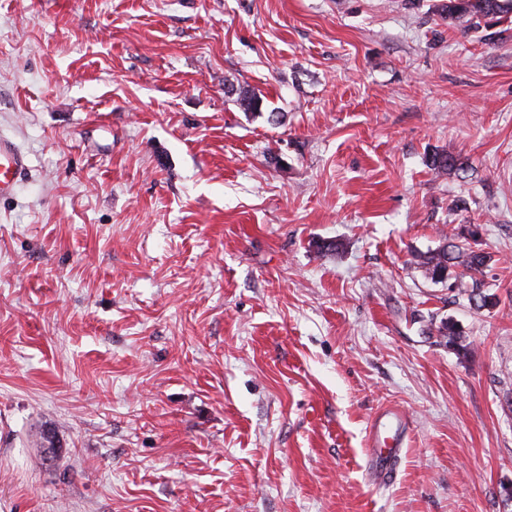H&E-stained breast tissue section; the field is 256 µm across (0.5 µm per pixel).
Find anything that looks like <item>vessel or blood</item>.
Instances as JSON below:
<instances>
[{
	"mask_svg": "<svg viewBox=\"0 0 512 512\" xmlns=\"http://www.w3.org/2000/svg\"><path fill=\"white\" fill-rule=\"evenodd\" d=\"M28 170V159L9 137L0 136V198L11 195ZM407 417L398 408H384L368 434V456L380 481L391 479L404 447Z\"/></svg>",
	"mask_w": 512,
	"mask_h": 512,
	"instance_id": "obj_1",
	"label": "vessel or blood"
}]
</instances>
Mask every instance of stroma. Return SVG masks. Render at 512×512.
I'll list each match as a JSON object with an SVG mask.
<instances>
[{"instance_id": "stroma-1", "label": "stroma", "mask_w": 512, "mask_h": 512, "mask_svg": "<svg viewBox=\"0 0 512 512\" xmlns=\"http://www.w3.org/2000/svg\"><path fill=\"white\" fill-rule=\"evenodd\" d=\"M441 2L0 0V512H512V13ZM440 9L444 19L469 29L479 24L481 19L494 18L512 12V1L448 0L441 4ZM28 170V159L9 137L0 136V198L11 195ZM463 165L464 163L460 161L458 156L447 151H434L427 158L428 168L437 175L458 172L463 170ZM410 262L424 269L425 274L431 279L441 273H447V277L453 267H462V273L455 278L456 288L461 296L466 297L470 305L477 309H491L498 303L495 294L487 293L483 283L475 277L489 267L492 257L486 252L464 249L444 237L442 245L436 250L427 253L411 255ZM469 274L470 282L463 281ZM406 429L407 416L396 407L384 408L369 427L367 453L381 482L391 479L395 472Z\"/></svg>"}]
</instances>
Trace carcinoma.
<instances>
[{
    "instance_id": "1",
    "label": "carcinoma",
    "mask_w": 512,
    "mask_h": 512,
    "mask_svg": "<svg viewBox=\"0 0 512 512\" xmlns=\"http://www.w3.org/2000/svg\"><path fill=\"white\" fill-rule=\"evenodd\" d=\"M512 12V0H446L440 6V14L453 24L472 28L481 19L494 18ZM228 93L237 94L236 102L247 112L262 113L261 97L243 90L229 89ZM427 166L435 174L458 172L463 169V162L451 152L435 151L428 155ZM411 264L424 269L430 279L441 273H450L451 268L460 267L463 272L455 278L459 294L466 297L469 304L477 309H491L498 303L497 297L483 288V283L476 275L489 267L492 257L486 252L464 249L448 239L442 245L427 253L412 255ZM470 281H463L464 277ZM440 335L448 339V344L467 353V345L463 344L462 330L453 322H443L438 327Z\"/></svg>"
}]
</instances>
